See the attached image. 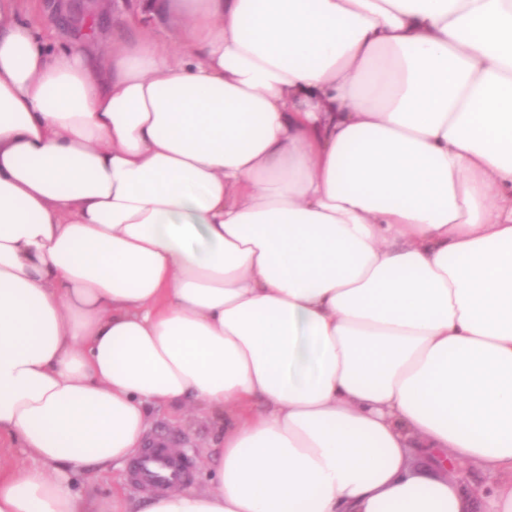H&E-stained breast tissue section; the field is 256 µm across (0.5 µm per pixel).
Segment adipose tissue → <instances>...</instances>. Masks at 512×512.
<instances>
[{
    "instance_id": "obj_1",
    "label": "adipose tissue",
    "mask_w": 512,
    "mask_h": 512,
    "mask_svg": "<svg viewBox=\"0 0 512 512\" xmlns=\"http://www.w3.org/2000/svg\"><path fill=\"white\" fill-rule=\"evenodd\" d=\"M21 11L0 512H128L74 480L170 406L209 484L137 512H512V0H141L98 68Z\"/></svg>"
}]
</instances>
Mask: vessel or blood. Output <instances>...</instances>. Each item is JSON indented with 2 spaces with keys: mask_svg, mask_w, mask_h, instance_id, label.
<instances>
[{
  "mask_svg": "<svg viewBox=\"0 0 512 512\" xmlns=\"http://www.w3.org/2000/svg\"><path fill=\"white\" fill-rule=\"evenodd\" d=\"M130 475L144 492L157 494L188 480L191 468L170 452L165 439L157 438L132 460Z\"/></svg>",
  "mask_w": 512,
  "mask_h": 512,
  "instance_id": "1",
  "label": "vessel or blood"
}]
</instances>
